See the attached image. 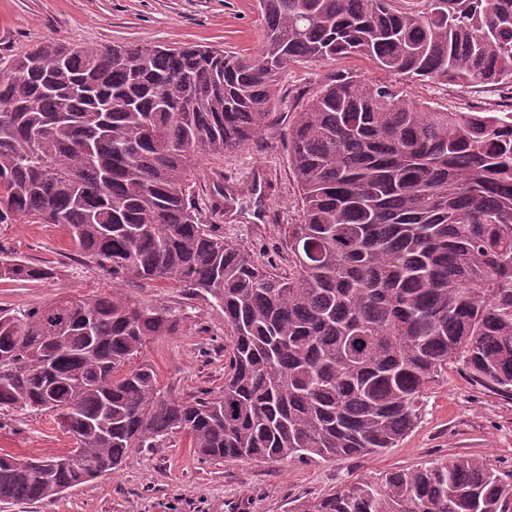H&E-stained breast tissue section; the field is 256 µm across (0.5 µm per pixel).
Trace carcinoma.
Here are the masks:
<instances>
[{"instance_id": "carcinoma-1", "label": "carcinoma", "mask_w": 512, "mask_h": 512, "mask_svg": "<svg viewBox=\"0 0 512 512\" xmlns=\"http://www.w3.org/2000/svg\"><path fill=\"white\" fill-rule=\"evenodd\" d=\"M259 0L250 61L211 48L43 41L0 76V224H59L121 281L224 311V389L165 394L134 360L178 330L114 294L0 310V414L48 412L74 440L0 455V502H50L133 448L183 434L203 459L366 457L415 425L452 363L512 396V110L448 112L338 70L288 128L303 220L288 275L216 234L190 194L200 156L279 122L291 64L370 58L420 82L512 95V0ZM49 268L0 251V281ZM512 471L455 457L358 480L299 512H504Z\"/></svg>"}]
</instances>
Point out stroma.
I'll list each match as a JSON object with an SVG mask.
<instances>
[{"label": "stroma", "instance_id": "stroma-1", "mask_svg": "<svg viewBox=\"0 0 512 512\" xmlns=\"http://www.w3.org/2000/svg\"><path fill=\"white\" fill-rule=\"evenodd\" d=\"M265 24L258 0H0V72L36 42L70 45L148 43L167 47L203 45L253 58ZM348 69L385 79L363 56L289 66L277 86L281 119L262 140L201 158L193 194L209 208L215 185L241 189L243 213L217 219L226 240L248 249L256 260L288 271V227L302 220V205L282 142L303 100L329 74ZM412 99L448 112L512 108L503 90L396 77ZM0 249L33 264L52 267L51 278L32 283L0 281V308H30L57 301L91 299L112 291L165 308L178 331L148 343L163 392L191 399L224 386V313L212 299L185 294L157 281L124 283L79 255L54 224H0ZM416 426L395 447L374 456L304 464L202 460L186 436L174 435L161 448H135L116 472L70 489L37 512H296L305 500L360 479L381 480L435 459L465 456L512 468V398L473 385L456 365L430 382ZM73 439L48 413L0 418V453L45 458L68 452Z\"/></svg>", "mask_w": 512, "mask_h": 512}]
</instances>
